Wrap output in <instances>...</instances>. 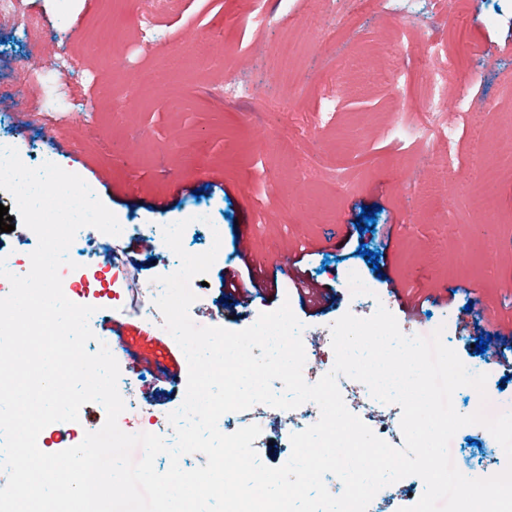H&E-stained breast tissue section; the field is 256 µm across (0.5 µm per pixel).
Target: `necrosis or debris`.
Segmentation results:
<instances>
[{"label":"necrosis or debris","instance_id":"1","mask_svg":"<svg viewBox=\"0 0 512 512\" xmlns=\"http://www.w3.org/2000/svg\"><path fill=\"white\" fill-rule=\"evenodd\" d=\"M420 41L427 47L429 53L426 60L429 94L424 109L436 117L437 122L431 126L430 132L438 136L448 125L444 108L448 85L456 77L457 62L444 54V44L437 34L422 35ZM68 256L71 260L70 265L62 266L60 269L62 290L68 300L74 302L81 299L85 304L94 307L103 303L119 304L121 293L119 289L110 285L99 244L89 243L84 234H76ZM302 341L306 355L303 375L307 382L313 383L330 371L334 364L331 333L324 330L316 336H303ZM338 386L350 412L368 427L374 428L376 435L384 441L397 447L402 446L400 406L375 400L364 384L345 376L339 377ZM319 418V408L311 402L304 403L285 414L269 405L257 404L236 412L224 431L231 434L254 423L263 428H275L292 435L312 426Z\"/></svg>","mask_w":512,"mask_h":512}]
</instances>
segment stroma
<instances>
[{
  "label": "stroma",
  "instance_id": "1",
  "mask_svg": "<svg viewBox=\"0 0 512 512\" xmlns=\"http://www.w3.org/2000/svg\"><path fill=\"white\" fill-rule=\"evenodd\" d=\"M147 10L156 25L143 35ZM336 10L335 0H181L173 12L163 0H19L17 13L0 15V140L22 161L81 176L119 223L186 221L189 253L211 247L209 229L188 222L192 212H207L220 227L223 260L203 277L189 311L196 325L215 316L240 331L286 303L313 333L381 301L400 328L441 329L464 364L484 363L488 404L512 397V380L496 363L512 359V345L494 359L478 354L479 335L466 328L490 308L512 317V0H463L442 17L436 0H407L395 11L385 0H359L341 20ZM30 14L44 31L36 43L26 31ZM433 25L458 64L448 102L465 97L476 116L458 117L451 136L426 140L413 130L431 120L422 50L402 58L410 80L401 90L368 73ZM62 56L66 71L30 70L36 59ZM340 73L349 87L339 97ZM228 75L250 96L226 100ZM405 103L410 112L394 120ZM444 151L452 156L446 193L420 202L432 156ZM158 198L166 209L154 208ZM365 208L376 215L374 227L339 236V225L361 221ZM452 223L467 242L453 264ZM119 245L130 277L120 283V306L101 305L92 331L125 345L132 405L164 420L183 403L188 363L176 340L145 319V290L177 257L138 234ZM303 246L314 253L302 270L328 291L320 310L302 303L282 269ZM365 248L388 254L407 292L449 287L454 303L407 318L362 257ZM248 262L266 269V299L224 302V269ZM352 272L366 293H352ZM454 460L466 471L492 470L507 457L489 431L469 425Z\"/></svg>",
  "mask_w": 512,
  "mask_h": 512
}]
</instances>
